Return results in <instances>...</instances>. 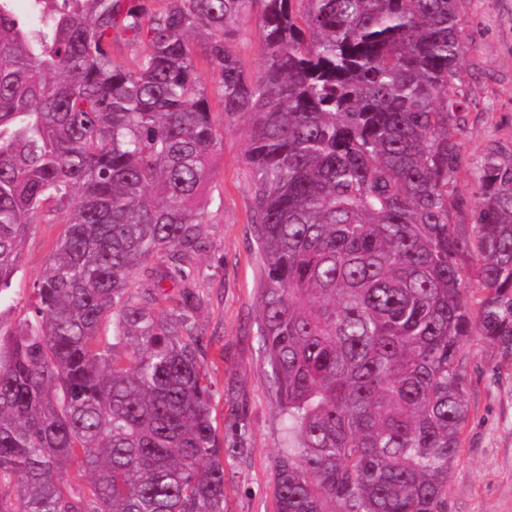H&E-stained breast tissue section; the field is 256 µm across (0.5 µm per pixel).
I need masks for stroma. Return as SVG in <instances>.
<instances>
[{
    "label": "stroma",
    "mask_w": 512,
    "mask_h": 512,
    "mask_svg": "<svg viewBox=\"0 0 512 512\" xmlns=\"http://www.w3.org/2000/svg\"><path fill=\"white\" fill-rule=\"evenodd\" d=\"M459 8L474 44L460 68L471 98L460 145L476 165L492 148L512 150V0H461ZM246 149V122L225 127L201 200L207 248L189 262V286L199 300L194 337L205 352L217 437L229 450L224 512H275L274 464L285 434L258 330L261 262ZM63 230L30 229L13 286L0 297L6 321L29 315L33 284ZM464 372L469 418L448 474V512H512V345L471 337Z\"/></svg>",
    "instance_id": "stroma-1"
}]
</instances>
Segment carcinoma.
<instances>
[{"instance_id": "cac0c4a2", "label": "carcinoma", "mask_w": 512, "mask_h": 512, "mask_svg": "<svg viewBox=\"0 0 512 512\" xmlns=\"http://www.w3.org/2000/svg\"><path fill=\"white\" fill-rule=\"evenodd\" d=\"M17 2L0 0V296L31 226L66 229L33 314H0V512H224L185 264L239 115L286 437L276 512H446L465 344L512 345V154L469 172L470 231L451 214L469 110L457 0ZM255 14L253 75L234 42Z\"/></svg>"}]
</instances>
